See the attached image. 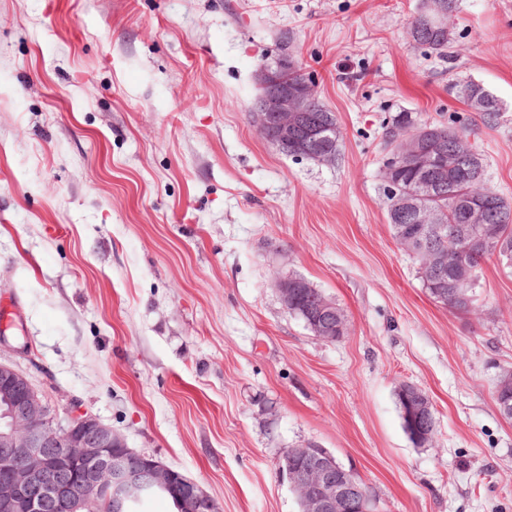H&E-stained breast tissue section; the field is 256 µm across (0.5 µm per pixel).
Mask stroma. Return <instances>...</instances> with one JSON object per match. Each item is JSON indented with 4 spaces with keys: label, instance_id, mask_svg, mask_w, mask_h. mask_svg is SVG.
I'll return each instance as SVG.
<instances>
[{
    "label": "stroma",
    "instance_id": "35a3bbf8",
    "mask_svg": "<svg viewBox=\"0 0 512 512\" xmlns=\"http://www.w3.org/2000/svg\"><path fill=\"white\" fill-rule=\"evenodd\" d=\"M421 0H0V361L60 414L80 403L197 481L220 512H299L277 462L328 449L377 512H512V267L473 302L430 298L387 221L400 113L466 130L512 203V0H459L451 55L417 45ZM292 55L334 112L327 167L250 113L257 66ZM502 106L485 123L458 96ZM344 312L330 342L281 279ZM431 398L412 443L397 390ZM457 87H459L458 93L474 112H482L483 115L495 117L501 111L498 100L480 85L469 81L459 84ZM312 289L313 287L308 284V282L303 278H289L280 281L279 283V294L281 297V301L284 307L292 314L296 315V313L301 310V296L304 292H301L300 289ZM301 319H305L303 315H296ZM306 323V322H305ZM495 396L500 398V413L507 418L512 417V369L503 370L498 375Z\"/></svg>",
    "mask_w": 512,
    "mask_h": 512
}]
</instances>
